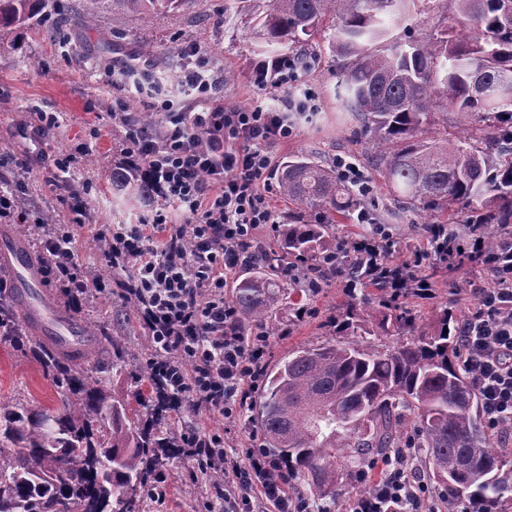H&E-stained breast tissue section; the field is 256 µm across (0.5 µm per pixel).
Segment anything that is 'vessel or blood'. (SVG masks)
<instances>
[{"mask_svg": "<svg viewBox=\"0 0 512 512\" xmlns=\"http://www.w3.org/2000/svg\"><path fill=\"white\" fill-rule=\"evenodd\" d=\"M0 270L11 275L29 316L48 339L62 346L85 345L80 322L61 303L49 302L40 270L28 247L15 239H0Z\"/></svg>", "mask_w": 512, "mask_h": 512, "instance_id": "obj_1", "label": "vessel or blood"}]
</instances>
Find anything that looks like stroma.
Instances as JSON below:
<instances>
[{"label":"stroma","instance_id":"35a3bbf8","mask_svg":"<svg viewBox=\"0 0 512 512\" xmlns=\"http://www.w3.org/2000/svg\"><path fill=\"white\" fill-rule=\"evenodd\" d=\"M268 5L269 0H195L189 9L149 20L116 16L105 9L97 13L93 27L87 28L79 22L84 0H49L31 24L1 30L0 38L14 46L11 54L0 56V171L8 176L12 189L26 197L31 208L52 211L59 223L67 222L65 205L57 191L45 183L41 171L25 173L11 163L20 155L21 145L10 137V130L34 109L55 112L62 126L44 142V151L65 154L83 142L93 148L82 162L76 184L87 199L90 223H135L147 209L146 199L134 187L122 191L112 187V171L118 162L113 148L124 135L123 129L112 122V102L121 95L111 82L112 68L142 54L154 80H173L182 70L183 50L195 49L213 62L216 102L228 107H251L266 100L268 91L253 82V68L267 54L250 39L249 26L253 12ZM455 17L454 0H433L427 9L418 4L411 6L398 28L426 39L453 25ZM305 55L308 65L299 73L300 82L316 94L318 112L312 121L302 124L296 138L273 148L275 164L302 153L330 164L337 156H346L363 167L374 197L388 200L382 178L367 164V143L354 141V125L336 98V63L327 47L319 41L312 43ZM376 216L379 223L392 228L388 249L391 260L398 263L413 259L434 221L428 211L400 210L392 216L383 207ZM419 271L431 274L433 298L410 295L400 299L399 305L415 313L417 323L425 329L433 327L444 309L456 318L468 315L477 303L473 288L485 280L482 268L469 263L448 272L435 269L429 260L420 265ZM345 300L344 290L335 279L319 296L283 306L275 316L278 330L268 339L265 364L276 365L293 350L334 339L331 319ZM75 316L81 324L99 326V336L92 339L94 345L102 346L117 338L130 349L122 371L111 372L109 364L103 362L96 374L106 379L120 400L139 406L141 415H148L147 395L141 392L135 376L151 357L152 349L136 321L133 305L115 287L105 295L86 297ZM259 396V390H250L245 406L235 417L190 411L172 427L177 430L185 424L223 431L228 454L241 455L259 435L249 410ZM17 398L50 408L55 404L56 392L42 371L34 346L22 350L0 337V401ZM163 470L167 476L164 499L146 500L145 512H203L210 501L215 504V512H224L223 501L213 498L212 480L199 473L191 458L183 454L167 458Z\"/></svg>","mask_w":512,"mask_h":512}]
</instances>
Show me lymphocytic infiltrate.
<instances>
[{"label": "lymphocytic infiltrate", "mask_w": 512, "mask_h": 512, "mask_svg": "<svg viewBox=\"0 0 512 512\" xmlns=\"http://www.w3.org/2000/svg\"><path fill=\"white\" fill-rule=\"evenodd\" d=\"M297 77L295 59L261 61L255 80L279 90L276 104L227 108L214 104L216 80L208 59L201 58L177 79V89L186 94L183 106L163 98L149 115L132 111L123 99L112 106V122L125 132L121 168L145 188L149 209L136 224L91 228L94 240L105 242L102 256L112 281L133 303L153 351L150 398L163 401L171 417L187 409L233 415L246 389L259 384L267 334L244 335L224 287L228 277L258 257L254 244L275 221L265 183L270 150L296 137L297 120L313 100L309 93L300 100L285 94ZM89 152L86 143L65 155L27 149L15 161L27 172L43 170L49 186L66 192L69 223L41 224L36 211H22L13 190L0 188V224L42 225L44 280L70 302L106 290L104 281L89 279L75 258L76 243L88 228L87 207L67 175ZM173 209L180 215L176 224L169 216ZM390 236L381 224L371 237L342 241L339 249L359 254L370 279L391 296H431L430 282L421 280L411 263L385 261ZM417 256L449 267L457 261L484 266L487 283L478 288L479 301L462 325L458 362L481 396L491 429L511 430L512 232L488 250L480 226L462 233L438 224ZM178 439L200 471L223 475L218 489L226 512H261L265 502L276 512H310L307 499L288 493L260 449H246L237 461L224 448L223 432L184 428ZM422 488L403 452L367 494L350 502L348 512H429Z\"/></svg>", "instance_id": "obj_1"}]
</instances>
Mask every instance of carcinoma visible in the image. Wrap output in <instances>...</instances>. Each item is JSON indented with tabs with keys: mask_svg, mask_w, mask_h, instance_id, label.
<instances>
[{
	"mask_svg": "<svg viewBox=\"0 0 512 512\" xmlns=\"http://www.w3.org/2000/svg\"><path fill=\"white\" fill-rule=\"evenodd\" d=\"M45 0H0V28L22 25ZM86 26L95 8L144 17L183 10L193 0H86ZM411 0H271L253 18L258 42L288 52L329 28L328 49L339 61L336 93L368 140L371 158L391 199L415 212L466 210L491 245L512 225V0H454L467 33L446 29L427 40L401 42L386 18ZM462 135H429L448 112ZM481 115L484 126L470 130ZM279 193L317 218L281 224L277 247L239 280L231 296L242 323L275 330L272 314L309 288L278 273L298 264L320 265L336 250L335 216L364 208L363 196L343 183L336 167L298 155L278 172ZM355 296L333 319L352 336L401 335L384 351L357 342L301 347L262 374L252 422L263 452L281 468L286 485L309 487L313 505L336 501L355 488L354 476L372 454L393 448L425 449L427 485L463 512H512V460L488 434L481 400L458 363V336L447 332L448 313L432 331L411 315L388 312L371 321L359 316ZM0 328L32 333L19 310L0 307ZM128 356L112 341L101 351L61 349L47 342L42 365L57 393L53 409L21 400L0 402V512H117L124 489H141L164 455L182 452L163 407L152 405L146 421L112 395L87 365L107 355ZM357 489V488H355ZM368 492L362 486L357 493Z\"/></svg>",
	"mask_w": 512,
	"mask_h": 512,
	"instance_id": "cac0c4a2",
	"label": "carcinoma"
}]
</instances>
